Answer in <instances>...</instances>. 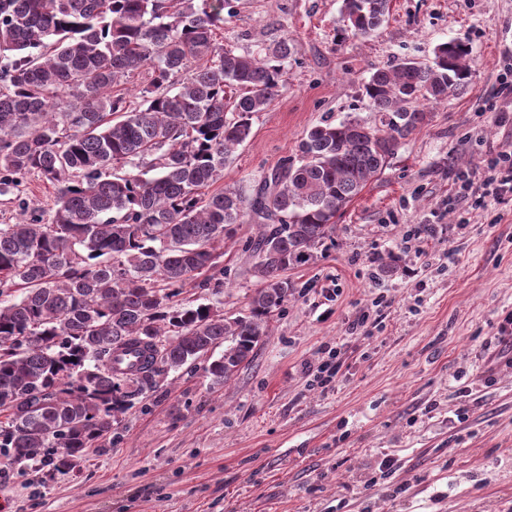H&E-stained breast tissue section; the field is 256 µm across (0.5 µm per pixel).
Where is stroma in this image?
<instances>
[{
  "instance_id": "35a3bbf8",
  "label": "stroma",
  "mask_w": 512,
  "mask_h": 512,
  "mask_svg": "<svg viewBox=\"0 0 512 512\" xmlns=\"http://www.w3.org/2000/svg\"><path fill=\"white\" fill-rule=\"evenodd\" d=\"M342 0H240L220 43L293 46L285 86L252 120L221 187L296 154L323 119L370 118L371 68L470 50L465 91L429 105L382 174L346 207L316 259L288 272L295 296L253 361L212 384L205 361L134 399L111 444L66 474L0 456V512H512V368L486 348L512 312V195L463 204L457 172L512 148L495 111L512 0H391L382 26L342 42ZM427 226L421 247L406 246ZM256 225H237L223 287L185 296L244 312ZM390 308L373 307L376 295ZM363 336L347 331L361 312ZM342 366L328 387L304 370L324 345ZM391 459L380 471L382 459Z\"/></svg>"
}]
</instances>
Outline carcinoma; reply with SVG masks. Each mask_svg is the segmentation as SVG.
I'll use <instances>...</instances> for the list:
<instances>
[{"instance_id": "carcinoma-1", "label": "carcinoma", "mask_w": 512, "mask_h": 512, "mask_svg": "<svg viewBox=\"0 0 512 512\" xmlns=\"http://www.w3.org/2000/svg\"><path fill=\"white\" fill-rule=\"evenodd\" d=\"M390 0H343V31L367 38ZM236 0H0V195L39 175L54 207L19 203L0 224V455L65 472L112 441L157 378L224 346L206 373L230 381L293 295L288 270L314 259L348 204L424 105L461 90L469 49L441 43L431 64L375 69L363 84L374 122L323 121L295 156L252 185L203 189L284 88L283 39L238 52L217 39ZM151 70L136 106L112 89ZM259 226L258 288L244 313L179 303L224 286V240Z\"/></svg>"}]
</instances>
